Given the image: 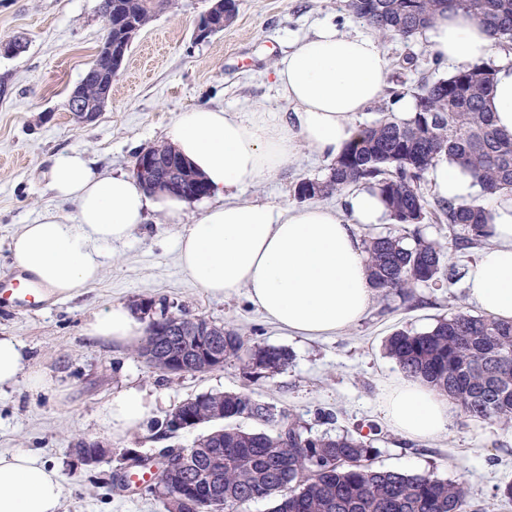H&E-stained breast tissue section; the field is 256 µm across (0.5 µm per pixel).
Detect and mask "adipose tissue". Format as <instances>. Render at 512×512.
<instances>
[{"mask_svg": "<svg viewBox=\"0 0 512 512\" xmlns=\"http://www.w3.org/2000/svg\"><path fill=\"white\" fill-rule=\"evenodd\" d=\"M426 36L431 53L461 66L481 64L499 51L488 29L462 10L438 16ZM388 60L377 38L345 34L324 25L297 42L273 70L291 116L264 109L192 108L181 112L166 138L205 179L211 200L201 217L186 221L188 203L150 192L125 174L102 171L84 152L51 159L49 187L73 204L74 216L48 210L22 225L11 241L12 264L62 298H73L99 280L113 244L127 241L148 213L183 224L176 247L182 270L205 292L229 296L246 290L266 318L297 336H330L358 322L373 288L358 236L359 225L391 217L377 192L360 188L342 209L282 206L235 200V191L277 171L300 150L337 159L354 139L359 112L378 101ZM497 128L512 136V66H497L486 99ZM436 198L464 202L478 190L471 175L445 161L428 172ZM491 247L465 271L471 299L485 314L512 320V198H493ZM97 341L125 345L143 324L121 304L92 313L85 325ZM26 384L51 388L44 372L27 362L14 336H0V388ZM387 421L403 435L429 439L447 433L452 406L417 380L400 378L382 402ZM151 410L142 391L112 397L100 415L109 434L138 427ZM66 492L55 466L27 450L0 452V512H59Z\"/></svg>", "mask_w": 512, "mask_h": 512, "instance_id": "obj_1", "label": "adipose tissue"}]
</instances>
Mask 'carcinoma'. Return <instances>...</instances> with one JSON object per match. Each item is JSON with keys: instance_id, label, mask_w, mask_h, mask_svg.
I'll use <instances>...</instances> for the list:
<instances>
[{"instance_id": "carcinoma-1", "label": "carcinoma", "mask_w": 512, "mask_h": 512, "mask_svg": "<svg viewBox=\"0 0 512 512\" xmlns=\"http://www.w3.org/2000/svg\"><path fill=\"white\" fill-rule=\"evenodd\" d=\"M123 12L143 29L174 0H120ZM344 9L381 38L409 40L431 26L442 11L454 7L485 25L504 52L512 51V0H342ZM489 64L459 67L444 78H424L406 119L384 117L362 130L334 162L328 179L303 180L300 199L338 194L363 183L378 191L402 234H377L365 242L367 272L375 290L412 297L415 289L440 279L457 282L461 272L445 262V247L421 237L414 228L434 217L446 222L461 246L490 241L492 215L485 203H430L419 184L426 172L446 159L468 172L484 198L512 193V137L502 134L485 99L493 85ZM112 75L89 68L72 88L83 102L109 98ZM159 177L169 192L195 194L194 170L176 173L182 157L168 144L150 148ZM161 314L181 332L169 344L144 329L134 353L158 355L185 347V361L195 362L190 316L166 301ZM214 348L224 359L239 360L251 374L273 375L290 364L288 349L249 346L234 327L212 324ZM387 354L407 377L421 381L448 399L466 423L512 424V322L462 309L424 332L403 329L386 340ZM224 403V422L210 416ZM184 404L212 428L190 448L167 449L151 459L156 481L146 487L163 512H239L267 500L270 512H467L462 479L411 474L374 464L372 439L361 433L313 436L291 415L279 412L248 392L203 393ZM237 419L258 427L245 429Z\"/></svg>"}]
</instances>
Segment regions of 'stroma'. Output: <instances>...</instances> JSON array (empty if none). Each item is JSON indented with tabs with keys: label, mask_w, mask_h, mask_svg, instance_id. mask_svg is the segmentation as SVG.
<instances>
[{
	"label": "stroma",
	"mask_w": 512,
	"mask_h": 512,
	"mask_svg": "<svg viewBox=\"0 0 512 512\" xmlns=\"http://www.w3.org/2000/svg\"><path fill=\"white\" fill-rule=\"evenodd\" d=\"M99 2L0 0V39L27 40L24 52L0 57V283L13 270L10 241L21 225L34 223L48 208L74 213L49 189L53 155L76 149L102 170L132 173L137 155L165 143L168 125L184 110L287 111L273 66L318 25L368 30L338 0H238L235 21L198 42L194 31L209 0H177L174 9L140 31L112 79L111 99L95 121L83 124L69 112L67 98L102 40ZM381 46L390 61V87L412 90L421 77L454 71L445 62L433 66L426 35L408 42L388 38ZM330 168L305 149L239 198L294 205L298 182L325 179ZM180 230L162 215L149 214L126 243L113 246L101 280L73 299L19 304L0 287V333L18 337L30 365L56 384L37 394L22 384L0 392V452L30 450L59 466L66 486L60 512H162L148 493L118 496L107 480L126 450L155 457L166 448L190 447L197 430L163 439L156 423L187 398L210 391L251 393L289 412L315 435L378 426L383 439L376 444L377 466L465 479L469 501L479 512H512V503L496 496L498 487L512 483V429L494 422L467 424L455 416L447 434L414 440L400 435L381 409L383 392L400 375L383 351L384 339L399 328L427 330L458 309L478 314L463 283L419 288L411 302L377 292L363 319L341 333L293 336L267 320L246 292L224 297L197 288L176 259ZM143 298L182 305L190 315L240 329L249 342L287 348L293 359L270 377L247 374L234 360L206 373L171 375L150 368L132 345L86 336L83 325L92 312ZM133 386L155 395V410L134 430L107 433L101 412L114 394ZM325 411L336 412L337 422L324 423ZM77 434L108 443L100 463L85 466L72 455L70 442Z\"/></svg>",
	"instance_id": "1"
}]
</instances>
